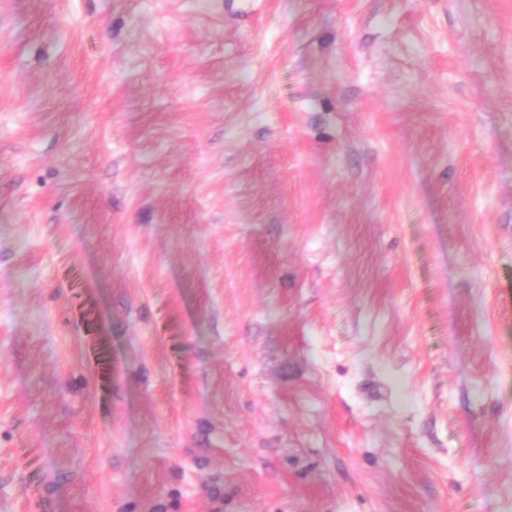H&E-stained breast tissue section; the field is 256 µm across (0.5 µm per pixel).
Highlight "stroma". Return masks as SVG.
Returning a JSON list of instances; mask_svg holds the SVG:
<instances>
[{"instance_id":"obj_1","label":"stroma","mask_w":512,"mask_h":512,"mask_svg":"<svg viewBox=\"0 0 512 512\" xmlns=\"http://www.w3.org/2000/svg\"><path fill=\"white\" fill-rule=\"evenodd\" d=\"M0 512H512V0H0Z\"/></svg>"}]
</instances>
